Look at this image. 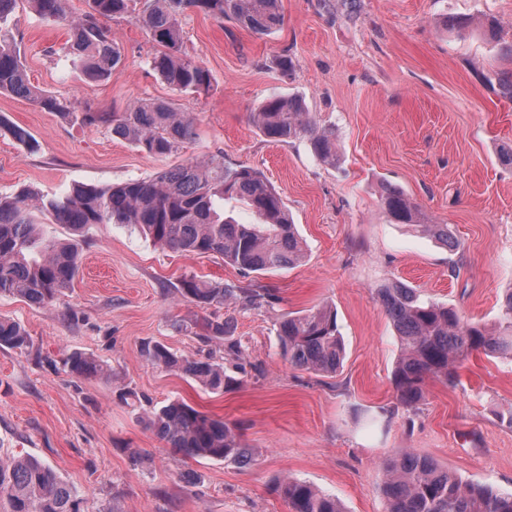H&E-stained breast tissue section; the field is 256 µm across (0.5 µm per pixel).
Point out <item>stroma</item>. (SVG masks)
Returning <instances> with one entry per match:
<instances>
[{"label":"stroma","instance_id":"1","mask_svg":"<svg viewBox=\"0 0 512 512\" xmlns=\"http://www.w3.org/2000/svg\"><path fill=\"white\" fill-rule=\"evenodd\" d=\"M279 28L259 35L197 13L183 19L184 48L210 71L209 93L182 94L146 64L156 46L135 17L112 20L126 61L92 82L62 51V25L29 8L15 17L31 81L90 112L123 111L139 99L171 102L195 118V136L161 158L58 114L0 94V116L29 130L31 153L0 136V195L25 187L46 194L145 178L211 156L261 171L282 196L305 242L302 264L244 273L219 255L155 247L124 224H93L82 237L79 272L53 305L0 298V316L31 337L25 350L0 349V448L31 454L77 487L83 512H287L271 490L288 475L336 496L345 512H385L382 463L411 451L463 482L512 492V362L473 352L457 382L427 380L414 407L400 404L392 372L396 332L375 290L399 281L422 298L493 324L512 287V101L484 76L512 69V0H281ZM472 18L464 32L447 17ZM500 25L490 37L485 24ZM288 55L293 68L277 66ZM271 96L304 99L318 123L336 130L337 166L306 140L271 143L250 114ZM398 187L429 223L448 225L451 252L380 205ZM195 276L232 288L258 284L276 295L260 309L238 303L233 317L246 347L243 383L213 394L153 366L146 344L223 362L224 344L198 331L207 310L175 287ZM329 303L345 344L336 376L290 366L280 356L283 315ZM184 331H176V324ZM85 353L108 376L77 377L66 354ZM134 397L123 402L121 393ZM182 400L235 425L248 467L190 458L168 448L145 410Z\"/></svg>","mask_w":512,"mask_h":512}]
</instances>
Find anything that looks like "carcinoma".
Wrapping results in <instances>:
<instances>
[{"instance_id":"cac0c4a2","label":"carcinoma","mask_w":512,"mask_h":512,"mask_svg":"<svg viewBox=\"0 0 512 512\" xmlns=\"http://www.w3.org/2000/svg\"><path fill=\"white\" fill-rule=\"evenodd\" d=\"M44 22L68 27L62 50L93 81H106L124 63L125 55L112 38L106 21L138 12V18L161 50L147 59L150 68L173 90L207 93L210 71L182 50V19L195 11L217 20L230 19L256 33L282 23L280 0H87L83 12L72 15L67 0H0V94L26 100L83 126L107 125L112 134L150 155L166 158L193 138L194 120L171 103L140 99L122 112H78L28 77L16 35L14 16L21 5ZM488 83L512 100V71H494ZM259 132L272 142L305 138L324 164L338 160L336 133L317 125L302 99L273 96L251 113ZM10 136L26 150L38 149L31 133L0 116V135ZM244 204L256 217L239 224L225 215L223 204ZM381 205L397 224H409L448 248L461 244L446 224H428L419 206L404 192L386 185ZM62 224L70 238L46 236L33 212ZM90 224H128L154 244L192 254H219L250 273L290 267L304 257L301 241L281 195L257 170L234 167L214 157L191 160L152 178L128 180L105 187L78 185L62 195H42L26 189L0 197V297L47 307L75 279L80 263V237ZM177 294L202 309L221 308L228 301L261 308L274 300L267 288H229L221 283L186 277ZM400 345L393 385L400 403L413 407L424 397L429 378L456 376L458 365L473 351L512 361V288L495 323L489 327L465 321L457 311L423 300L415 289L391 282L376 289ZM199 338L224 342L236 372H245L241 341L232 321L218 316L204 320ZM277 336L281 357L293 367L334 376L345 351L338 332L336 310L326 304L284 318ZM31 338L25 327L0 316V348L23 350ZM146 359L154 366L178 372L205 390L221 394L243 380L222 363L201 361L163 344L147 345ZM64 364L70 373L88 376L103 372L92 357L72 352ZM148 425L171 448L189 457L207 458L241 467L252 464L249 449L227 423L189 404L174 400L145 414ZM386 512H512V494L479 483H465L431 458L405 451L382 464ZM289 512H344L336 498L313 485L284 476L273 486ZM78 489L56 470L30 455L0 456V512H81Z\"/></svg>"}]
</instances>
